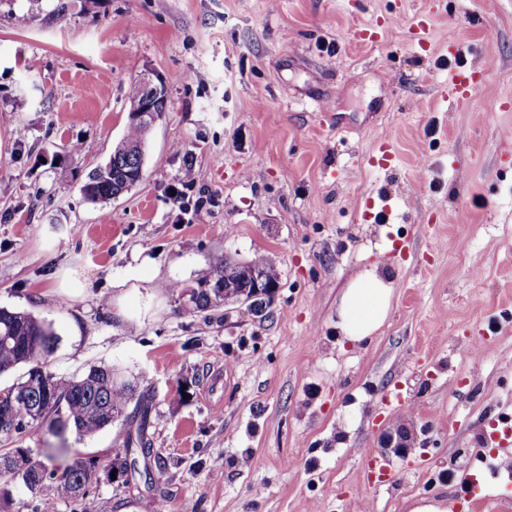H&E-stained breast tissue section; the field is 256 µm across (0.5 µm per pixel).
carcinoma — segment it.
<instances>
[{"instance_id": "obj_1", "label": "carcinoma", "mask_w": 512, "mask_h": 512, "mask_svg": "<svg viewBox=\"0 0 512 512\" xmlns=\"http://www.w3.org/2000/svg\"><path fill=\"white\" fill-rule=\"evenodd\" d=\"M145 137L141 123L128 120L108 161L88 174L82 190L94 202H107L137 184L140 156L124 150L126 145H140ZM241 263L225 262L196 280V288L184 301L194 312L212 311L224 305L217 295L216 285L237 277ZM59 336L52 326L27 311L0 307V374L19 365L27 366L24 376L16 383L0 390V412L5 410L15 421L8 431H0V439L12 444L0 448V479L20 487L28 495H41L46 483L53 479L56 463H65L62 480L56 485L57 497L77 501L89 494L90 473L101 470L109 473L124 465L135 449L158 472L166 469V462L152 455L147 437L152 412V397L138 391L137 382L102 362L92 366L79 377L63 379L50 370L46 357L57 348ZM52 400L53 409L41 411L37 403ZM131 412H126L129 404ZM119 423L123 439L105 455H89L67 459V436L90 437ZM34 425L46 427L55 442H46L42 458L34 456L33 449L23 446L28 429ZM28 457L29 465L17 469L9 467V458Z\"/></svg>"}]
</instances>
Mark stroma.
<instances>
[{"instance_id":"35a3bbf8","label":"stroma","mask_w":512,"mask_h":512,"mask_svg":"<svg viewBox=\"0 0 512 512\" xmlns=\"http://www.w3.org/2000/svg\"><path fill=\"white\" fill-rule=\"evenodd\" d=\"M428 7L0 0V306L52 322L58 376L105 361L152 394L162 512H512V483L474 466L512 468V447L483 442L512 415V0H442L423 49L410 25ZM470 66V99L444 97ZM144 76L168 103L143 177L91 202ZM383 141L387 168L370 161ZM188 164L199 216L171 199ZM227 257L275 266L267 315L180 309L172 285ZM374 267L395 282L387 319L342 342L339 298ZM396 426L409 445L385 451ZM55 488L12 487L0 512L154 508L137 475L76 502Z\"/></svg>"}]
</instances>
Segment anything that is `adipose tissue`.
I'll return each instance as SVG.
<instances>
[{"label":"adipose tissue","mask_w":512,"mask_h":512,"mask_svg":"<svg viewBox=\"0 0 512 512\" xmlns=\"http://www.w3.org/2000/svg\"><path fill=\"white\" fill-rule=\"evenodd\" d=\"M392 295L391 284L374 271L356 275L337 306V326L344 340L355 345L372 337L387 318Z\"/></svg>","instance_id":"ef3b65f1"}]
</instances>
